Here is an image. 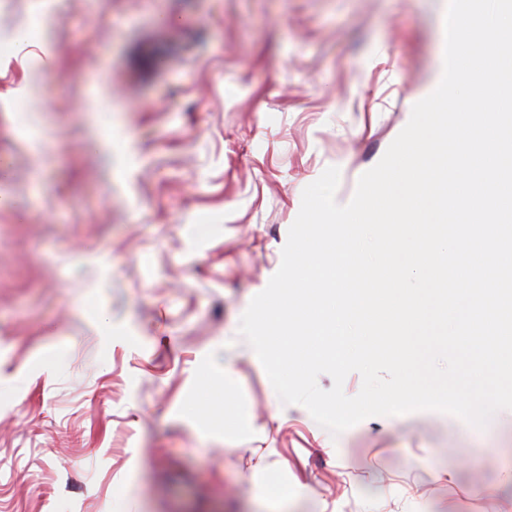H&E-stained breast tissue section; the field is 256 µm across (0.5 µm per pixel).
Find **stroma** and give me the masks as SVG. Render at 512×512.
Returning <instances> with one entry per match:
<instances>
[{
    "label": "stroma",
    "mask_w": 512,
    "mask_h": 512,
    "mask_svg": "<svg viewBox=\"0 0 512 512\" xmlns=\"http://www.w3.org/2000/svg\"><path fill=\"white\" fill-rule=\"evenodd\" d=\"M446 7L0 0V512H512V410L334 437L238 332L304 188L347 204L437 87Z\"/></svg>",
    "instance_id": "obj_1"
}]
</instances>
